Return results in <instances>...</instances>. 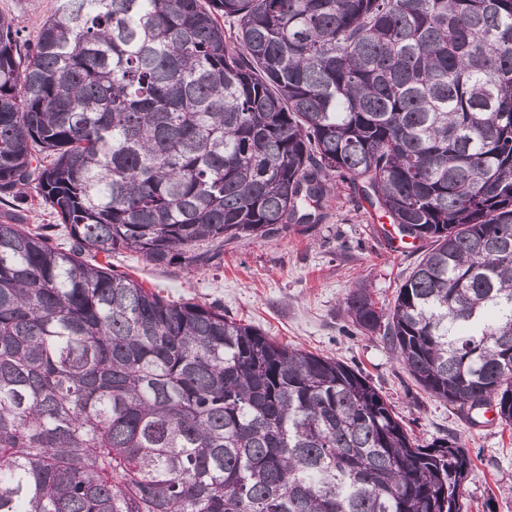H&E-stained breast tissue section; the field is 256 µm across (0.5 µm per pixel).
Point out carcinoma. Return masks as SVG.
Listing matches in <instances>:
<instances>
[{
    "label": "carcinoma",
    "instance_id": "obj_1",
    "mask_svg": "<svg viewBox=\"0 0 512 512\" xmlns=\"http://www.w3.org/2000/svg\"><path fill=\"white\" fill-rule=\"evenodd\" d=\"M334 174L431 244L352 324L511 426L512 0H59L31 39L0 15V203L56 219L0 216V512H462L457 437L112 269L315 223Z\"/></svg>",
    "mask_w": 512,
    "mask_h": 512
}]
</instances>
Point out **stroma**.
I'll return each mask as SVG.
<instances>
[{"instance_id":"1","label":"stroma","mask_w":512,"mask_h":512,"mask_svg":"<svg viewBox=\"0 0 512 512\" xmlns=\"http://www.w3.org/2000/svg\"><path fill=\"white\" fill-rule=\"evenodd\" d=\"M58 0H0L22 37H34ZM325 216L287 233L225 244L220 264L153 267L138 255L113 256L130 274L173 301L223 307L226 315L266 335L334 357L366 375L423 440L454 435L476 465L463 487L465 512H512V426L490 410L467 419L426 393L379 335L357 330L344 299L366 286L379 303L393 304L398 289L425 253L424 243L399 249L396 227L357 201L334 180Z\"/></svg>"}]
</instances>
